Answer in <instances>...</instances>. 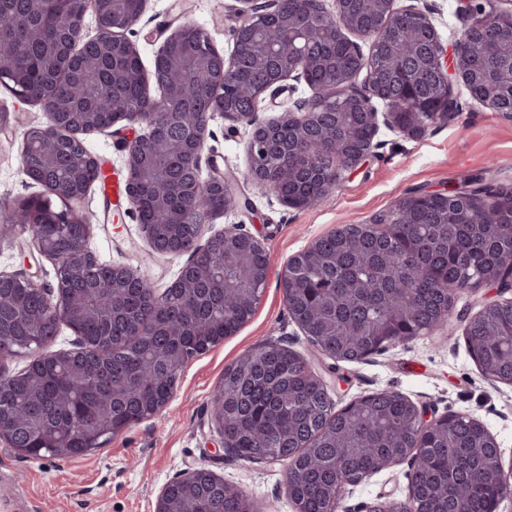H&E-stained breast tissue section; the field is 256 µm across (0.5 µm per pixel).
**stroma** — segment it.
Listing matches in <instances>:
<instances>
[{"mask_svg":"<svg viewBox=\"0 0 512 512\" xmlns=\"http://www.w3.org/2000/svg\"><path fill=\"white\" fill-rule=\"evenodd\" d=\"M412 4L430 12L444 47H451L462 34L465 0H395L399 8ZM234 7V0H145L130 35L144 71L152 72L164 41L162 32L172 24L199 25L220 53H230ZM455 93L456 115L430 127L421 139L381 129L371 160L316 205L291 208L253 183L241 184L239 193L250 201L251 210L216 213L204 233L209 236L224 225L240 224L264 247L268 276L250 320L189 361L159 416L114 435L91 455L38 460L0 442V502L22 503L24 512H154L170 480L206 467L249 494L257 512H295L287 491V462H246L225 455L212 416V400L225 369L246 352L271 342L288 347L322 376L335 408L375 392L396 391L429 414L463 413L479 420L496 438L503 462L512 463V386L483 377L470 355L463 326L439 329L361 360L334 361L320 355L291 320L280 285L288 259L312 240L345 224L367 223L405 194L441 190L463 178L512 186V121L482 106L464 86H456ZM0 113L9 117L8 124L0 125V272L22 270L38 284L52 287L53 263L37 253L30 234L11 223L6 213L19 199L45 193L24 173L20 153L27 130L47 125L48 117L39 106L1 87ZM248 139L245 124L215 117L206 131L203 166H216L223 173L244 170ZM83 140L112 179L124 180L119 134L105 129L86 134ZM78 207L92 226L88 247L100 261L140 268L160 291L185 264V257L152 252L130 202H123L120 212H110L94 188ZM410 470L404 462L362 479L347 487L346 504L405 500Z\"/></svg>","mask_w":512,"mask_h":512,"instance_id":"stroma-1","label":"stroma"}]
</instances>
